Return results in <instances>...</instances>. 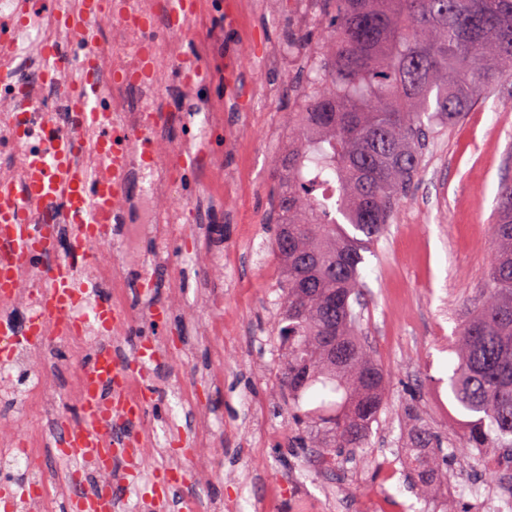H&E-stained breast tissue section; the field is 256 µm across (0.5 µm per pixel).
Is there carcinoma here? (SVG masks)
Listing matches in <instances>:
<instances>
[{"label": "carcinoma", "mask_w": 512, "mask_h": 512, "mask_svg": "<svg viewBox=\"0 0 512 512\" xmlns=\"http://www.w3.org/2000/svg\"><path fill=\"white\" fill-rule=\"evenodd\" d=\"M334 41L303 76L288 152L274 167L272 249L283 274L279 373L300 444L368 447L388 376L361 335L363 252L422 165L426 136L512 77V0H320ZM482 300L458 329L449 387L477 416L467 448H512V184H501ZM414 421L403 464L428 492L446 456Z\"/></svg>", "instance_id": "1"}]
</instances>
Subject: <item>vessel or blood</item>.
Returning <instances> with one entry per match:
<instances>
[{
  "label": "vessel or blood",
  "mask_w": 512,
  "mask_h": 512,
  "mask_svg": "<svg viewBox=\"0 0 512 512\" xmlns=\"http://www.w3.org/2000/svg\"><path fill=\"white\" fill-rule=\"evenodd\" d=\"M54 6L75 37L42 52L37 66L47 78L74 61H88L99 42V22L112 16L111 0H88L79 15L72 14L64 0H54ZM110 110L101 93L99 72L85 70L71 114L73 123L97 126L105 140H112ZM47 136L52 153L48 159L34 160L28 185L0 186L1 300L15 293L19 268L40 264L44 254L56 247L62 225L73 226V241L78 244L97 238L99 229L112 221L111 184L91 181L76 161L80 145L75 139L61 137L52 128ZM36 291L40 312L28 324L0 321V350L7 352L23 343L37 347L51 341L53 334L76 333L87 315L102 329L112 327L110 302L96 285L77 284L71 265L45 267ZM157 360L155 346L147 338L137 345L132 359L120 360L105 345L88 360L78 395V420L57 421V450L73 462L71 478L80 484L67 502V512H119L115 483L86 484L82 472L91 461L99 472H111L122 457L127 464L125 478L139 475V430L145 404L143 396L128 397L127 383L141 366Z\"/></svg>",
  "instance_id": "obj_1"
}]
</instances>
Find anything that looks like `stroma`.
<instances>
[{
    "label": "stroma",
    "instance_id": "stroma-1",
    "mask_svg": "<svg viewBox=\"0 0 512 512\" xmlns=\"http://www.w3.org/2000/svg\"><path fill=\"white\" fill-rule=\"evenodd\" d=\"M288 37V6L273 0L263 16H242L225 26L215 0H196L192 23L176 34L181 50L206 62L210 76L192 98L179 85L157 104L182 112L187 123L222 108L224 58L249 38L247 75L276 84L274 97L245 94L230 123L207 136L184 218V238L158 252L151 236L140 243L141 263H127L129 301L140 318L124 334L127 348L150 337L161 357L141 382L156 394L145 406L151 437L149 468L201 470L208 495L234 512H290L288 498L304 493L314 512H377L388 500L400 512H469V500L512 491V472L489 476L484 458L512 459L505 448H467L471 415L459 411L448 379L458 364L452 344L471 300L477 299L494 250L492 217L501 183L512 182V79L504 80L456 124L425 142L420 175L396 206L388 230L362 265L368 285L363 330L390 377L388 406L373 428L369 447L322 462L311 449L291 444L296 430L280 382V341L275 322L283 290L271 249L275 157L288 150V87L301 74L268 71L266 43ZM245 170L248 185L224 211V175ZM224 226L223 235H197V226ZM156 308L167 317L154 318ZM0 387V439L27 430L49 432L52 421L23 411L22 370ZM197 402L182 405V386ZM416 406L421 422L443 441L445 486L422 497L402 465L401 444L410 427L404 409ZM206 423L210 446L197 447L195 429Z\"/></svg>",
    "mask_w": 512,
    "mask_h": 512
}]
</instances>
